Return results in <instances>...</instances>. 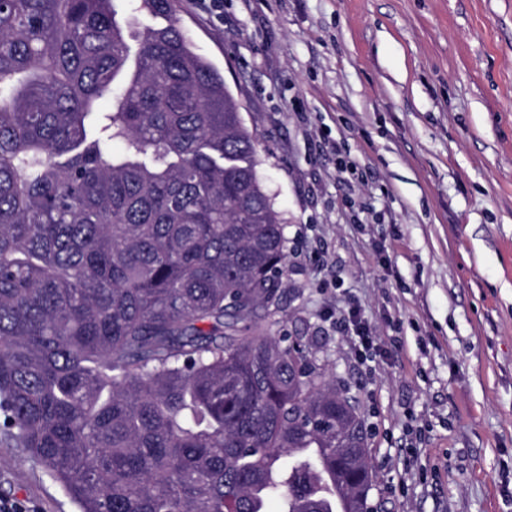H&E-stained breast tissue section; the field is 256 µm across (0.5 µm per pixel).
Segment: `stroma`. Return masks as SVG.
<instances>
[{"label": "stroma", "instance_id": "1", "mask_svg": "<svg viewBox=\"0 0 512 512\" xmlns=\"http://www.w3.org/2000/svg\"><path fill=\"white\" fill-rule=\"evenodd\" d=\"M285 226L269 335L312 340L369 429L377 512H512V0H200ZM356 305L359 361L332 317ZM0 500L77 512L0 440ZM335 324L351 335L358 337V350L363 355L375 349V337L369 325L360 318L356 307H349L336 315Z\"/></svg>", "mask_w": 512, "mask_h": 512}]
</instances>
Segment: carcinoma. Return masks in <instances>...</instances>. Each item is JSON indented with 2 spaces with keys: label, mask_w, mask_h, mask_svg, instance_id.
<instances>
[{
  "label": "carcinoma",
  "mask_w": 512,
  "mask_h": 512,
  "mask_svg": "<svg viewBox=\"0 0 512 512\" xmlns=\"http://www.w3.org/2000/svg\"><path fill=\"white\" fill-rule=\"evenodd\" d=\"M0 0V433L79 512H336L364 419L269 336L288 239L256 135L178 19ZM107 99L111 107L100 110Z\"/></svg>",
  "instance_id": "obj_1"
}]
</instances>
